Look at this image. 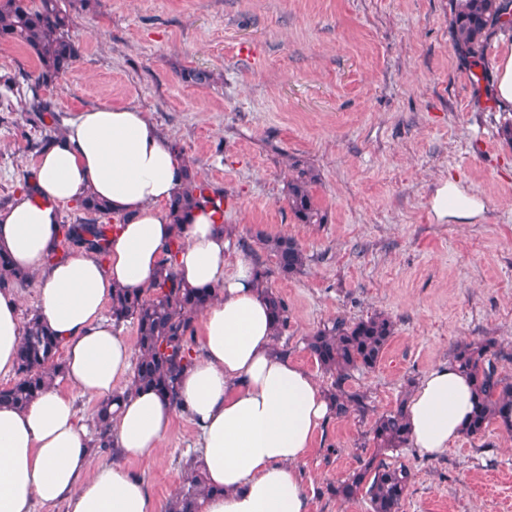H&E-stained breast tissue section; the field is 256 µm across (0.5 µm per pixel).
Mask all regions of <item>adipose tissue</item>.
<instances>
[{"label": "adipose tissue", "mask_w": 512, "mask_h": 512, "mask_svg": "<svg viewBox=\"0 0 512 512\" xmlns=\"http://www.w3.org/2000/svg\"><path fill=\"white\" fill-rule=\"evenodd\" d=\"M181 156L131 104L78 112L38 157L27 189L0 211V250L39 277L42 321L61 340L68 389L51 387L27 408L0 405V512L65 503L67 512H156L142 479L124 462L97 463L87 420L70 390L103 400L133 376V347L106 308L117 287L154 283L176 233L175 268L189 285L216 292L200 320L199 348L184 371L179 404L138 389L112 418L125 459L157 452L177 410L197 429L200 466L219 489L203 512H308L299 464L332 415L316 378L274 345L268 301L251 264L227 261L229 231L199 206L175 231L162 205L182 188ZM120 222L105 260L77 252L56 260L61 209L87 195ZM438 223L471 224L486 202L453 179L429 199ZM14 293H0V374L13 372L23 336ZM477 395L453 364L429 371L407 403L409 439L436 456L457 440Z\"/></svg>", "instance_id": "adipose-tissue-1"}]
</instances>
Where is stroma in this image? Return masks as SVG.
Segmentation results:
<instances>
[{"label": "stroma", "instance_id": "1", "mask_svg": "<svg viewBox=\"0 0 512 512\" xmlns=\"http://www.w3.org/2000/svg\"><path fill=\"white\" fill-rule=\"evenodd\" d=\"M457 0H66L78 57L38 87L35 56L0 41V210L30 177L45 135L22 100L50 102L59 124L82 109L131 103L224 195L235 253L267 260L255 230L284 232L307 265L269 285L288 302L278 347L333 382L304 338L336 318L375 312L395 334L376 368L354 372L365 414L330 418L300 467L309 512H370L367 500L330 496L370 458L375 418L415 390L461 343L496 340L512 379L511 115L494 98L495 68L512 32L494 36L486 74L459 55L450 23ZM209 70L192 85L183 70ZM320 176L322 224L298 223L285 199L293 164ZM454 178L484 197L474 224L436 222L428 199ZM194 427L176 414L162 450L127 467L158 512L183 486ZM384 460L413 474L404 512H512V437L492 424L436 458L413 448Z\"/></svg>", "mask_w": 512, "mask_h": 512}]
</instances>
